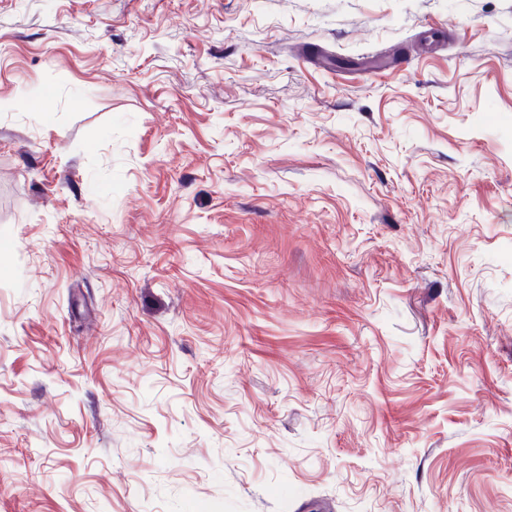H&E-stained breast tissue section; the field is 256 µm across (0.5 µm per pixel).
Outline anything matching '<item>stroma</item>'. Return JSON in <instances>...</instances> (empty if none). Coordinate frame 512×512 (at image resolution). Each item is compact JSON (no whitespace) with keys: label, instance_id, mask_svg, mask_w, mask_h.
I'll list each match as a JSON object with an SVG mask.
<instances>
[{"label":"stroma","instance_id":"obj_1","mask_svg":"<svg viewBox=\"0 0 512 512\" xmlns=\"http://www.w3.org/2000/svg\"><path fill=\"white\" fill-rule=\"evenodd\" d=\"M1 98L0 512H512V0H0Z\"/></svg>","mask_w":512,"mask_h":512}]
</instances>
